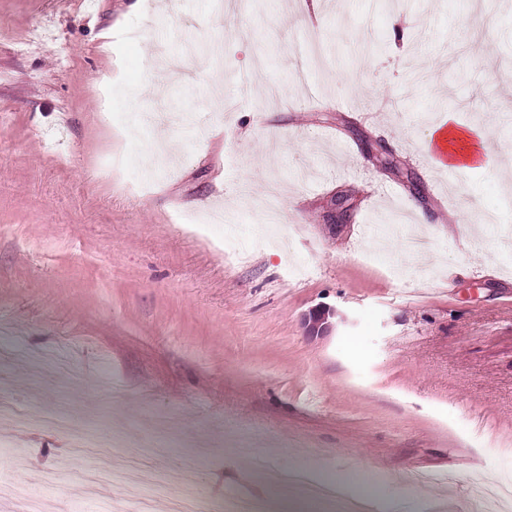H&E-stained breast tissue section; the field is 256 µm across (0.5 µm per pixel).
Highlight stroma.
<instances>
[{
    "label": "stroma",
    "mask_w": 512,
    "mask_h": 512,
    "mask_svg": "<svg viewBox=\"0 0 512 512\" xmlns=\"http://www.w3.org/2000/svg\"><path fill=\"white\" fill-rule=\"evenodd\" d=\"M132 1L0 0V403L34 422L0 477L80 422L218 499L276 500L264 468L376 480L377 512L512 482V155L425 150L450 119L512 141V0ZM87 465L46 512H110Z\"/></svg>",
    "instance_id": "stroma-1"
}]
</instances>
